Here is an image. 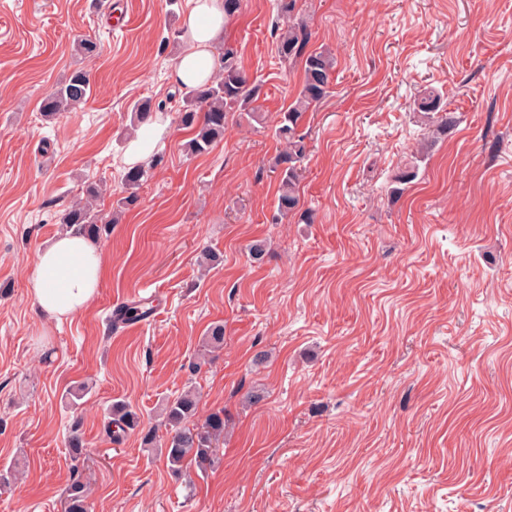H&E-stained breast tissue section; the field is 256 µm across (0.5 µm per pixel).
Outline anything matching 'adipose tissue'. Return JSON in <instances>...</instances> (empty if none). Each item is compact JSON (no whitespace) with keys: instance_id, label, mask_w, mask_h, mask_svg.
I'll list each match as a JSON object with an SVG mask.
<instances>
[{"instance_id":"adipose-tissue-1","label":"adipose tissue","mask_w":512,"mask_h":512,"mask_svg":"<svg viewBox=\"0 0 512 512\" xmlns=\"http://www.w3.org/2000/svg\"><path fill=\"white\" fill-rule=\"evenodd\" d=\"M182 28L184 48L172 68V82L185 88L213 80L219 71L217 49L224 40V0H187ZM102 271L94 243L60 233L38 249L28 295L41 313L60 321L86 308Z\"/></svg>"}]
</instances>
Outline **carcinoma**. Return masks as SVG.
I'll use <instances>...</instances> for the list:
<instances>
[{"label":"carcinoma","instance_id":"1","mask_svg":"<svg viewBox=\"0 0 512 512\" xmlns=\"http://www.w3.org/2000/svg\"><path fill=\"white\" fill-rule=\"evenodd\" d=\"M296 5L297 0H276L278 19L283 22L277 39L278 54L284 60H302L303 79L297 96L288 109L280 114L275 126L274 136L284 148L275 156L273 169L279 175V216L298 213L303 223L310 224L314 216L311 210L301 209L298 188L302 163L307 153L302 121L306 113L313 111L328 97L336 60L328 51H306L309 32L306 22L297 17ZM90 90L89 73L84 69H75L50 90L41 103L40 112L46 117L70 112L86 102ZM259 97L260 86L250 81L237 49L229 44L224 45L220 76L202 86L181 91L183 105L180 109V123L192 131V137L186 145L187 154L201 155L223 139L228 119L236 113L246 116L250 122L262 123L263 115L255 106ZM162 108L163 105L154 106L148 101L134 103L131 108V126L139 127L155 110ZM416 110L438 134L460 122L459 116L443 109L441 96L433 90L422 94L417 100ZM147 177L148 170L143 166H134L126 171V195L117 200V209H129L137 204L136 190ZM416 177V166L413 164L400 170L394 176L396 187L393 188V194H402L404 186ZM98 196L97 187L87 186L84 200L73 203L61 217L66 230L92 240L110 231L113 218L94 205ZM223 346L224 325L216 323L208 330L203 356H209ZM197 408L196 391L189 388L181 392L164 409L161 426L165 434L160 435L158 428L151 427L141 437L143 447L161 449L177 475L182 473L183 464L187 460L194 462L199 471L207 470L215 463L219 443L224 441V410H214L201 425L190 427L187 422L195 416ZM139 424V416L128 404L117 402L112 405V419L108 421L107 431L113 438L117 439L126 431L138 428ZM65 512H94L88 486L79 473L75 474L66 489Z\"/></svg>","mask_w":512,"mask_h":512}]
</instances>
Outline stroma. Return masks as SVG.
I'll use <instances>...</instances> for the list:
<instances>
[{
	"label": "stroma",
	"instance_id": "35a3bbf8",
	"mask_svg": "<svg viewBox=\"0 0 512 512\" xmlns=\"http://www.w3.org/2000/svg\"><path fill=\"white\" fill-rule=\"evenodd\" d=\"M297 7L309 49L337 59L303 120L310 224L279 216L270 169L302 78L278 57L274 0H243L224 26L265 122L231 117L199 156L169 79L186 0H0V471L21 473L0 512H63L75 427L95 512H512V0ZM86 37L98 57L76 54ZM76 67L90 97L45 119ZM430 89L461 116L433 139L415 110ZM144 99L165 102L169 133L98 242L95 297L50 320L27 293L36 253L88 184L99 209L121 196ZM145 297L152 317L111 330L117 305ZM217 321L223 350L190 372ZM189 387L227 432L218 462L184 478L140 431ZM116 401L141 425L118 442Z\"/></svg>",
	"mask_w": 512,
	"mask_h": 512
}]
</instances>
